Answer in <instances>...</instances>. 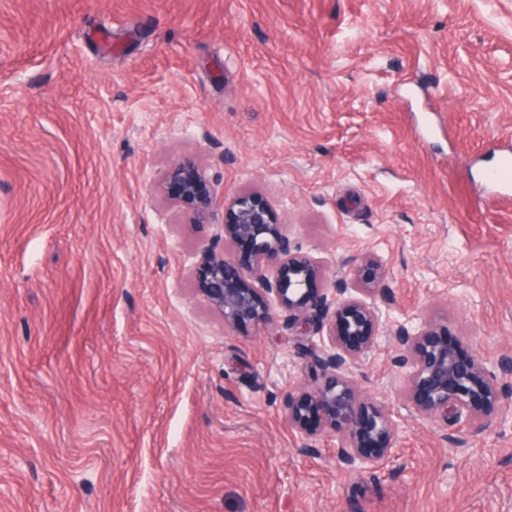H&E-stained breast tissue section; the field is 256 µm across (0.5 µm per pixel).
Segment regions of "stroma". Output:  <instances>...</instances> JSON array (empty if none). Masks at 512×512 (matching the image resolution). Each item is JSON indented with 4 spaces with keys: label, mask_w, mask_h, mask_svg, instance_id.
<instances>
[{
    "label": "stroma",
    "mask_w": 512,
    "mask_h": 512,
    "mask_svg": "<svg viewBox=\"0 0 512 512\" xmlns=\"http://www.w3.org/2000/svg\"><path fill=\"white\" fill-rule=\"evenodd\" d=\"M508 149L512 0H0V512H512V407L418 415L390 340L434 320L512 355ZM184 156L331 280L382 260L351 373L392 411L382 468L288 425L315 334L196 289V243L233 248L157 192Z\"/></svg>",
    "instance_id": "obj_1"
}]
</instances>
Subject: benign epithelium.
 <instances>
[{
  "mask_svg": "<svg viewBox=\"0 0 512 512\" xmlns=\"http://www.w3.org/2000/svg\"><path fill=\"white\" fill-rule=\"evenodd\" d=\"M158 188L172 207L195 222L207 221L222 208L225 238L251 246L245 264L209 245L196 249L198 290L225 324L273 323L274 313L261 299L265 292L276 296L288 321L312 325L321 334L323 347L310 352L320 368L319 381L288 402V424L305 436L340 432L334 449L338 463L352 470L380 468L390 455L395 424L386 406L362 398L349 373L377 342L382 311L376 298H385L378 287L386 276L384 265L367 255L361 271L342 279L341 287L316 288L317 281L328 278L325 261L291 245L276 209L258 192L217 195L192 157L170 165ZM273 269L275 277L269 276ZM392 340L407 368L406 397L416 412L443 419L464 416L476 431L491 427L503 392L496 375L476 356L461 360L433 322L418 330L400 325Z\"/></svg>",
  "mask_w": 512,
  "mask_h": 512,
  "instance_id": "obj_1",
  "label": "benign epithelium"
}]
</instances>
